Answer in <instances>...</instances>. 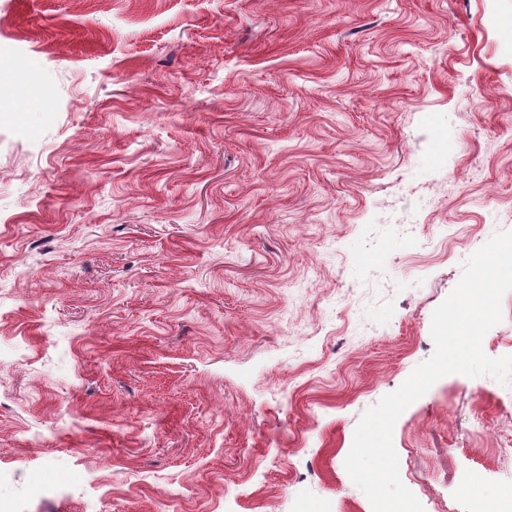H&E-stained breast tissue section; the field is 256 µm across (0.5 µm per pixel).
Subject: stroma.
I'll return each mask as SVG.
<instances>
[{
	"instance_id": "35a3bbf8",
	"label": "stroma",
	"mask_w": 512,
	"mask_h": 512,
	"mask_svg": "<svg viewBox=\"0 0 512 512\" xmlns=\"http://www.w3.org/2000/svg\"><path fill=\"white\" fill-rule=\"evenodd\" d=\"M0 478L18 512H372L362 414L512 230V0H0ZM506 512L512 387L398 418Z\"/></svg>"
}]
</instances>
